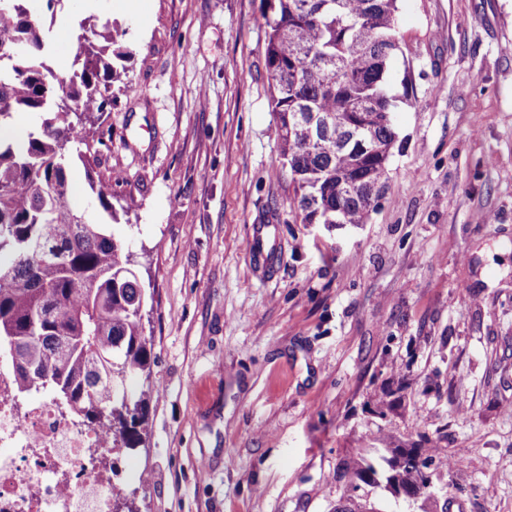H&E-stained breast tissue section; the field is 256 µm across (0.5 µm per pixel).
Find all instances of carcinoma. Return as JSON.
<instances>
[{
  "instance_id": "obj_1",
  "label": "carcinoma",
  "mask_w": 512,
  "mask_h": 512,
  "mask_svg": "<svg viewBox=\"0 0 512 512\" xmlns=\"http://www.w3.org/2000/svg\"><path fill=\"white\" fill-rule=\"evenodd\" d=\"M0 6V353L9 355L17 390L74 405L91 426L107 429L115 454L138 447L147 426L146 392L127 381L150 368L143 335L146 302L120 240L68 202L70 145L77 114L103 112L102 88L115 76L107 55L128 54L112 31L79 42L75 69L62 79L46 64L42 25L25 6ZM399 0H260L264 53L280 150L301 224H366L388 183L397 142L398 95L391 64L401 51ZM45 114L40 131L18 144L5 134L16 113ZM116 220L111 177L91 182ZM346 465L351 493L333 512H380L361 485L391 491L432 483L422 449L382 436Z\"/></svg>"
}]
</instances>
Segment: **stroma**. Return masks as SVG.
<instances>
[{"label": "stroma", "instance_id": "obj_1", "mask_svg": "<svg viewBox=\"0 0 512 512\" xmlns=\"http://www.w3.org/2000/svg\"><path fill=\"white\" fill-rule=\"evenodd\" d=\"M260 0H59L47 65L109 26L129 49L98 163L146 294L151 391L119 487L138 512H333L343 465L420 442L448 512H512V0H399L398 141L369 223L299 224ZM277 227L271 263L248 252ZM466 459L455 464L458 450ZM148 474V483L138 481Z\"/></svg>", "mask_w": 512, "mask_h": 512}]
</instances>
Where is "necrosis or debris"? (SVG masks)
I'll return each instance as SVG.
<instances>
[{
  "label": "necrosis or debris",
  "instance_id": "1",
  "mask_svg": "<svg viewBox=\"0 0 512 512\" xmlns=\"http://www.w3.org/2000/svg\"><path fill=\"white\" fill-rule=\"evenodd\" d=\"M112 440L72 410L20 405L0 366V512H112Z\"/></svg>",
  "mask_w": 512,
  "mask_h": 512
}]
</instances>
